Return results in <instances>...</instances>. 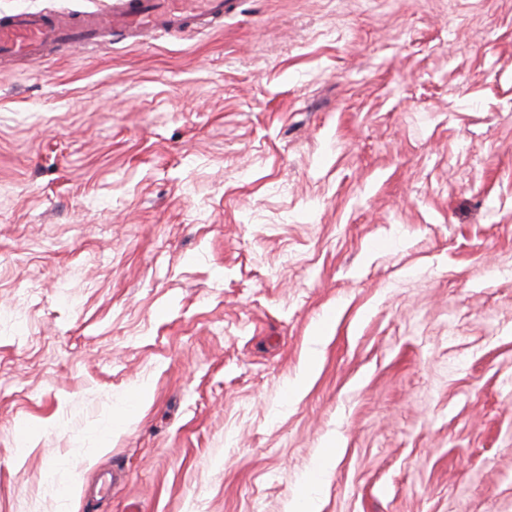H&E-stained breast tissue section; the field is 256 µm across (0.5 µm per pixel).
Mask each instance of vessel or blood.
Wrapping results in <instances>:
<instances>
[{"mask_svg": "<svg viewBox=\"0 0 512 512\" xmlns=\"http://www.w3.org/2000/svg\"><path fill=\"white\" fill-rule=\"evenodd\" d=\"M226 7L227 0H121L112 9L67 25L55 13H17L0 18V55L37 57L47 48L86 45L100 32L125 36L160 31L177 36L193 23L222 21Z\"/></svg>", "mask_w": 512, "mask_h": 512, "instance_id": "1", "label": "vessel or blood"}]
</instances>
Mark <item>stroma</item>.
Here are the masks:
<instances>
[{"label": "stroma", "instance_id": "stroma-1", "mask_svg": "<svg viewBox=\"0 0 512 512\" xmlns=\"http://www.w3.org/2000/svg\"><path fill=\"white\" fill-rule=\"evenodd\" d=\"M326 452L317 512H512V0L0 65V512H289Z\"/></svg>", "mask_w": 512, "mask_h": 512}]
</instances>
